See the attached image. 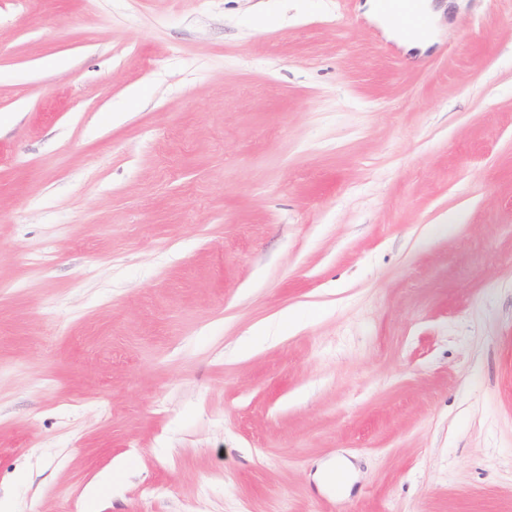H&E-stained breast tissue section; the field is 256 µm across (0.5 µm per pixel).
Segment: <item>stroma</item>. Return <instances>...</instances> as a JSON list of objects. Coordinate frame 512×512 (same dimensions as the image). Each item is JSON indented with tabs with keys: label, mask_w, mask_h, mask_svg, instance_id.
<instances>
[{
	"label": "stroma",
	"mask_w": 512,
	"mask_h": 512,
	"mask_svg": "<svg viewBox=\"0 0 512 512\" xmlns=\"http://www.w3.org/2000/svg\"><path fill=\"white\" fill-rule=\"evenodd\" d=\"M432 2L0 0L16 512H512V0ZM390 22L409 32H420L426 26V18L417 8L419 0H385Z\"/></svg>",
	"instance_id": "1"
}]
</instances>
